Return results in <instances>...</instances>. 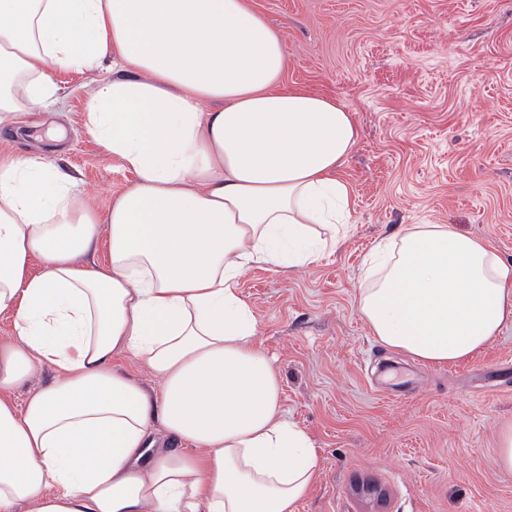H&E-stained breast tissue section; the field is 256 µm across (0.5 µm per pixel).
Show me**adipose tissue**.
Here are the masks:
<instances>
[{
    "label": "adipose tissue",
    "instance_id": "adipose-tissue-1",
    "mask_svg": "<svg viewBox=\"0 0 512 512\" xmlns=\"http://www.w3.org/2000/svg\"><path fill=\"white\" fill-rule=\"evenodd\" d=\"M105 59L86 133L135 175L106 215L48 156L0 158V512H294L318 458L239 282L344 236L353 115L283 86L285 46L249 0H0V122L51 112L56 69ZM358 309L383 346L461 361L512 322V265L412 224L374 248ZM42 367L53 381L16 402ZM112 365L130 373L138 381L148 388L159 391L160 382L152 376L142 365H140L133 357L123 355L112 361Z\"/></svg>",
    "mask_w": 512,
    "mask_h": 512
}]
</instances>
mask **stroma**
I'll return each instance as SVG.
<instances>
[{
	"label": "stroma",
	"mask_w": 512,
	"mask_h": 512,
	"mask_svg": "<svg viewBox=\"0 0 512 512\" xmlns=\"http://www.w3.org/2000/svg\"><path fill=\"white\" fill-rule=\"evenodd\" d=\"M280 33L285 84L325 95L359 130L338 170L347 236L298 270L239 288L274 357L289 418L319 470L295 512H512L494 464L512 422V324L470 359L387 349L357 297L364 259L411 224H447L512 264V0H251ZM109 72L58 70V113L0 124V155L47 154L98 212L134 179L84 130Z\"/></svg>",
	"instance_id": "stroma-1"
}]
</instances>
